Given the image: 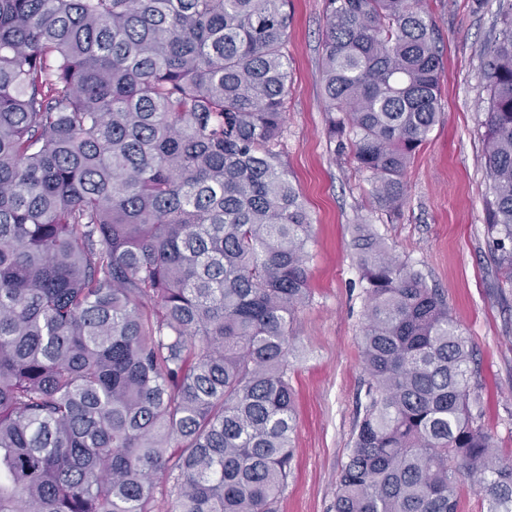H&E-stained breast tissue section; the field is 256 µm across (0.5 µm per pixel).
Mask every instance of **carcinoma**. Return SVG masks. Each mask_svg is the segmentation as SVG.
<instances>
[{
	"instance_id": "obj_1",
	"label": "carcinoma",
	"mask_w": 512,
	"mask_h": 512,
	"mask_svg": "<svg viewBox=\"0 0 512 512\" xmlns=\"http://www.w3.org/2000/svg\"><path fill=\"white\" fill-rule=\"evenodd\" d=\"M288 0H0V512H277L312 218L289 179ZM327 135L378 207L440 121L425 0H325ZM483 65L512 279V12ZM367 402L335 512H512L443 296L361 228ZM457 512H484L486 502L482 495L469 484H461L458 489Z\"/></svg>"
}]
</instances>
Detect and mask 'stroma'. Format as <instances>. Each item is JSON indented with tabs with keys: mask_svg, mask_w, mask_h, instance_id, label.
I'll return each mask as SVG.
<instances>
[{
	"mask_svg": "<svg viewBox=\"0 0 512 512\" xmlns=\"http://www.w3.org/2000/svg\"><path fill=\"white\" fill-rule=\"evenodd\" d=\"M506 0H429L440 38L442 115L416 154L400 212L379 209L368 173L326 134L321 50L324 0H290L284 158L314 222L311 296L296 325L290 382L298 395L294 471L279 512H333L336 485L366 403L361 365L365 296L352 243L365 222L401 261L442 291L473 348L479 422L497 456L512 461V281L487 233V121L481 53Z\"/></svg>",
	"mask_w": 512,
	"mask_h": 512,
	"instance_id": "obj_1",
	"label": "stroma"
}]
</instances>
